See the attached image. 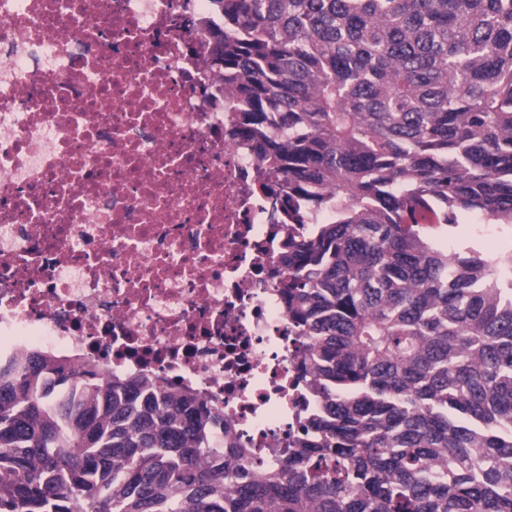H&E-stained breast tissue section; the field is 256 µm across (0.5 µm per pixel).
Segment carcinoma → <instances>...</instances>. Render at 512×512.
I'll list each match as a JSON object with an SVG mask.
<instances>
[{"instance_id": "cac0c4a2", "label": "carcinoma", "mask_w": 512, "mask_h": 512, "mask_svg": "<svg viewBox=\"0 0 512 512\" xmlns=\"http://www.w3.org/2000/svg\"><path fill=\"white\" fill-rule=\"evenodd\" d=\"M211 3L263 189L331 213L280 256L320 405L283 467L231 472L219 407L34 350L0 364V512H512V252L432 233L512 224V0ZM475 224H487L479 214L468 212L461 215L459 224L441 230L439 238L448 241L449 252H459L463 247H470L482 252L485 256L494 257L510 248L512 242V224H491L492 230L483 232Z\"/></svg>"}]
</instances>
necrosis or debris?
<instances>
[{
	"label": "necrosis or debris",
	"instance_id": "1",
	"mask_svg": "<svg viewBox=\"0 0 512 512\" xmlns=\"http://www.w3.org/2000/svg\"><path fill=\"white\" fill-rule=\"evenodd\" d=\"M210 0H0V362L32 347L224 410L281 467L316 406L274 277L295 225L231 136Z\"/></svg>",
	"mask_w": 512,
	"mask_h": 512
}]
</instances>
